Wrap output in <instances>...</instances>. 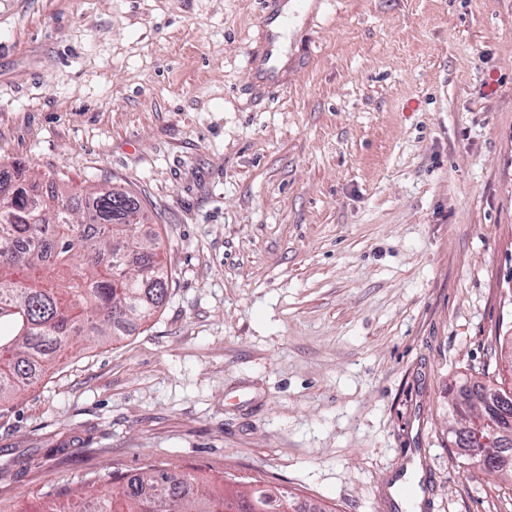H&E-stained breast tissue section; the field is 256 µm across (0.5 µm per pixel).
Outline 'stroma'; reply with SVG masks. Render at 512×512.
Instances as JSON below:
<instances>
[{"label": "stroma", "mask_w": 512, "mask_h": 512, "mask_svg": "<svg viewBox=\"0 0 512 512\" xmlns=\"http://www.w3.org/2000/svg\"><path fill=\"white\" fill-rule=\"evenodd\" d=\"M0 0V162L134 192L172 274L0 414V505L155 464L335 512H512L450 443L512 336V0ZM271 37L268 38V43L266 49L263 51L260 65V72L263 75V80L265 82V89L267 91H274L280 88V82L278 81V72L275 65V60L273 57L272 46H271Z\"/></svg>", "instance_id": "stroma-1"}]
</instances>
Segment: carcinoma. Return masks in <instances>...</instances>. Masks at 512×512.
I'll use <instances>...</instances> for the list:
<instances>
[{
  "label": "carcinoma",
  "instance_id": "obj_1",
  "mask_svg": "<svg viewBox=\"0 0 512 512\" xmlns=\"http://www.w3.org/2000/svg\"><path fill=\"white\" fill-rule=\"evenodd\" d=\"M149 214L119 186L74 190L54 177L36 180L27 169L0 167V413L41 377L79 336L121 339L127 324L150 318L163 305L170 276L158 234L136 226ZM506 389L498 373L459 383L450 406L452 443L494 460L490 427L478 428L481 403ZM70 512H333L306 509L293 494L268 485L166 473L149 465L112 488L86 486Z\"/></svg>",
  "mask_w": 512,
  "mask_h": 512
}]
</instances>
